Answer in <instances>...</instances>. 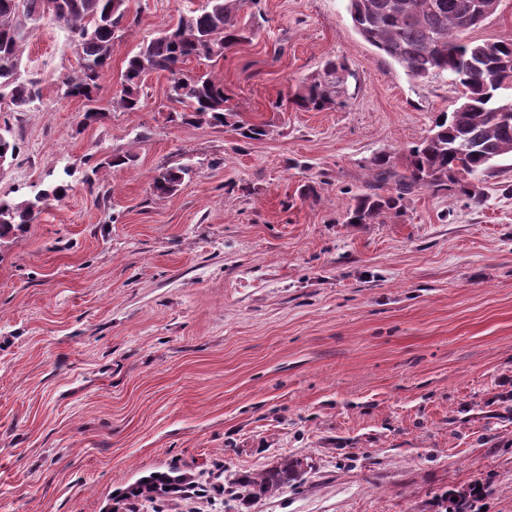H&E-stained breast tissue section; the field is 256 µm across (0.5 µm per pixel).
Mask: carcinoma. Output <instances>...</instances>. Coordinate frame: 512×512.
<instances>
[{
    "label": "carcinoma",
    "instance_id": "1",
    "mask_svg": "<svg viewBox=\"0 0 512 512\" xmlns=\"http://www.w3.org/2000/svg\"><path fill=\"white\" fill-rule=\"evenodd\" d=\"M44 0H0V104L14 112L27 110L41 97L42 80L21 74L24 29L43 19ZM129 0H59L53 22L63 29L75 47L79 70L59 80L64 95L94 101L112 47L129 16ZM494 0H348L347 10L356 32L371 46L419 80L445 75L450 87L461 91L462 103L451 113L439 115L428 135L409 148L405 170L393 166L391 156L371 160L372 182L348 208V223L375 224L389 211L401 212L407 196L419 189L456 191L475 203L480 196L474 181L494 163L512 156V123L492 118L510 105L512 97L500 94L512 89V40L475 43L465 34L485 20L480 4ZM243 0H207L204 8L181 15L176 25L160 30L126 60L120 96L115 106L131 112L139 108L145 78L153 72L169 75L168 99L181 106L176 119L187 125L231 126L243 140L257 141L267 135L262 124L235 120L227 108L224 83L209 74L190 75L184 65L193 59L225 57L248 39L247 29L235 10ZM352 72L343 62L328 60L322 74L294 94L289 103L300 110H323L339 105L340 88ZM188 164L163 166L153 178L158 196L175 194L186 176ZM73 173L49 181L35 195L16 201L0 198V240L23 233L37 222L53 202L71 190ZM302 461L290 456L253 477L233 485L257 498L285 485L304 482ZM186 479L157 473L132 486L125 498L149 500L175 497ZM482 495L478 486L461 493L453 512H473Z\"/></svg>",
    "mask_w": 512,
    "mask_h": 512
}]
</instances>
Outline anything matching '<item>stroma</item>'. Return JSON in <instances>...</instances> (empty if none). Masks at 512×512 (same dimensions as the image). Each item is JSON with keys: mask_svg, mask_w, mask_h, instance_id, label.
<instances>
[{"mask_svg": "<svg viewBox=\"0 0 512 512\" xmlns=\"http://www.w3.org/2000/svg\"><path fill=\"white\" fill-rule=\"evenodd\" d=\"M203 3L130 0L91 125L56 81L78 72L64 30L27 33L42 97L0 110L19 146L0 197L65 168L74 188L0 241V512H104L156 472L202 486L193 512H452L476 484L482 512H512V158L480 203L421 189L401 215L345 223L371 159L403 167L459 103L364 41L347 0H247L254 36L186 64L267 124L262 140L171 121L164 72L138 110L113 107L127 58ZM330 58L353 72L343 106L276 108ZM186 161L181 189L154 195L159 168ZM283 455L304 484L228 495Z\"/></svg>", "mask_w": 512, "mask_h": 512, "instance_id": "35a3bbf8", "label": "stroma"}]
</instances>
